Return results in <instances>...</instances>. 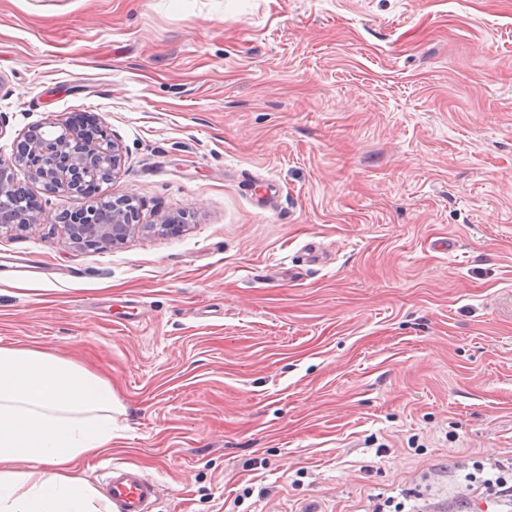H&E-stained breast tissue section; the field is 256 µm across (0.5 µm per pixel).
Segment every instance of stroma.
I'll use <instances>...</instances> for the list:
<instances>
[{"instance_id":"35a3bbf8","label":"stroma","mask_w":512,"mask_h":512,"mask_svg":"<svg viewBox=\"0 0 512 512\" xmlns=\"http://www.w3.org/2000/svg\"><path fill=\"white\" fill-rule=\"evenodd\" d=\"M81 113L145 228L0 235L41 262L0 274V346L111 380L94 488L117 464L153 512H461L512 457V0H0V155Z\"/></svg>"}]
</instances>
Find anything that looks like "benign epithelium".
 <instances>
[{"mask_svg": "<svg viewBox=\"0 0 512 512\" xmlns=\"http://www.w3.org/2000/svg\"><path fill=\"white\" fill-rule=\"evenodd\" d=\"M123 148L110 135L86 140L66 120L49 126L32 127L10 158L0 156V199L9 198L24 205L26 188L14 180L13 169L22 165L28 178L60 195H85V187L110 184L121 167ZM136 208L129 199L112 200V195L98 193L87 197L83 221L63 222L65 238L87 248L121 244L140 229L176 234L181 225L170 216L155 224L136 223ZM49 220L41 212L21 209L0 216V232H27Z\"/></svg>", "mask_w": 512, "mask_h": 512, "instance_id": "1", "label": "benign epithelium"}]
</instances>
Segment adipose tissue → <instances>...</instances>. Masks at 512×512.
Returning a JSON list of instances; mask_svg holds the SVG:
<instances>
[{
    "instance_id": "adipose-tissue-1",
    "label": "adipose tissue",
    "mask_w": 512,
    "mask_h": 512,
    "mask_svg": "<svg viewBox=\"0 0 512 512\" xmlns=\"http://www.w3.org/2000/svg\"><path fill=\"white\" fill-rule=\"evenodd\" d=\"M106 379L34 347L0 346V512H102L80 464L112 445Z\"/></svg>"
}]
</instances>
